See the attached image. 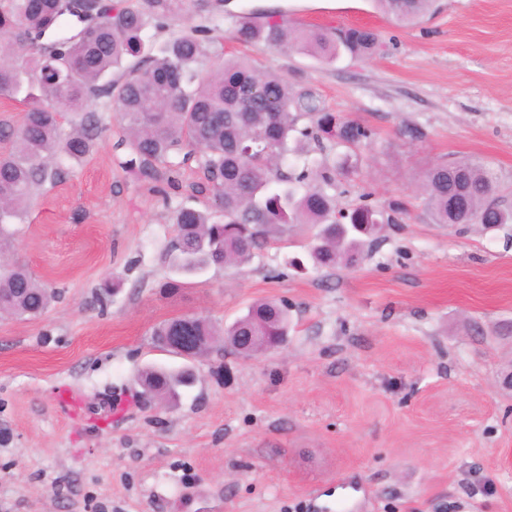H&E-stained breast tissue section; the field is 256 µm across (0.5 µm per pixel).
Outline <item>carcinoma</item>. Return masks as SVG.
I'll return each instance as SVG.
<instances>
[{"label":"carcinoma","instance_id":"carcinoma-1","mask_svg":"<svg viewBox=\"0 0 512 512\" xmlns=\"http://www.w3.org/2000/svg\"><path fill=\"white\" fill-rule=\"evenodd\" d=\"M400 22L420 20L435 0H376ZM206 13L214 25L224 21V0H132L116 9L88 0H0V39L21 42L23 54L0 50V96L29 103L22 124L9 130L13 148L0 155V252L12 249L9 224L27 208L35 190L61 180L58 156L81 159L93 148L99 119L93 113L69 132L67 112H79L103 99L121 114L125 150L121 167L144 177L155 164L194 161L213 189L211 210L182 207L174 213L175 235L167 248L173 276L170 292L184 279L205 274L213 265L243 266L286 224H310L314 239L309 258L316 267L353 261L384 223L383 212L364 202L345 214L336 211V165L329 152L366 146L371 131L340 122L309 88L268 72L251 61L228 57L214 69L204 66L211 43L208 25L174 34L152 52L150 27L163 29L189 7ZM231 38L241 44L263 42L295 49L333 62L342 55L371 58L382 51L375 32L348 27L329 33L295 27L283 19L238 24ZM320 158L309 159L311 148ZM303 159L301 170L289 155ZM179 159L178 163L171 159ZM495 178L483 165L459 160L441 164L426 176L424 190L436 224H511L512 211L489 209ZM54 295L28 269L13 261L0 264V313L36 317ZM178 324L171 319L153 332L164 348ZM288 305L262 300L222 330L194 318L200 354L217 349L219 337L236 347L242 336H257V352L278 349L287 341ZM143 393L170 402L194 383L191 366L147 367Z\"/></svg>","mask_w":512,"mask_h":512}]
</instances>
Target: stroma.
Returning a JSON list of instances; mask_svg holds the SVG:
<instances>
[{
  "label": "stroma",
  "instance_id": "obj_1",
  "mask_svg": "<svg viewBox=\"0 0 512 512\" xmlns=\"http://www.w3.org/2000/svg\"><path fill=\"white\" fill-rule=\"evenodd\" d=\"M404 25L374 0H230L206 66L245 55L311 88L372 132L336 181L388 212L357 261L291 267L311 235L286 227L244 267L161 288L176 209L212 194L182 168L178 189L123 171L120 118L89 104L94 150L63 160L14 224V256L56 291L34 318L0 316V512H512V224H435L420 189L436 165L472 159L512 208V0H437ZM285 11L304 27L373 29L369 59L332 64L230 33ZM415 136H408V129ZM119 280L114 295L103 284ZM286 301L281 349L214 352L174 405L145 399V366L183 365L152 331L196 316L232 322Z\"/></svg>",
  "mask_w": 512,
  "mask_h": 512
}]
</instances>
